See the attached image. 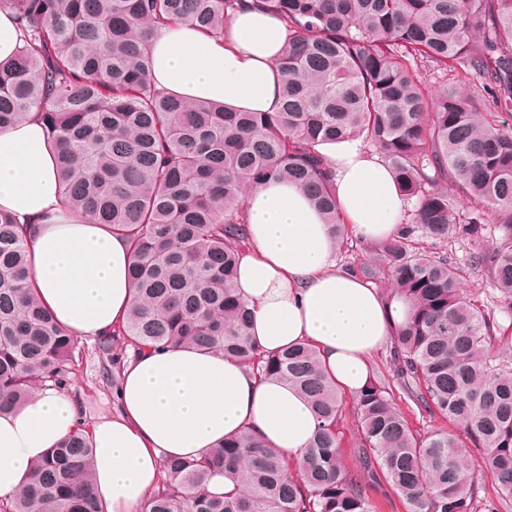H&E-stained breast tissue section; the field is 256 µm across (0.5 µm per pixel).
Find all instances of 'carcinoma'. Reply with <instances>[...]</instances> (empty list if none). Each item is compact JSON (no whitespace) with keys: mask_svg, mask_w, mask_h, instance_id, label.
Wrapping results in <instances>:
<instances>
[{"mask_svg":"<svg viewBox=\"0 0 512 512\" xmlns=\"http://www.w3.org/2000/svg\"><path fill=\"white\" fill-rule=\"evenodd\" d=\"M245 2L0 0L22 33L14 63L0 67V131L39 113L71 213L125 237L134 257L133 304L103 343L220 351L295 387L315 409L301 462L259 437H230L194 460L165 461L145 512H374L364 473L384 479L406 512H512L506 329L461 292L444 251L451 239H479L495 214L499 237L470 262L512 311V0H252L288 28L278 112L188 103L150 80L154 31L189 21L222 37ZM421 64L447 76L434 95ZM343 135L379 154L414 202L396 235L362 254L314 149ZM268 179L306 191L344 271L409 305L393 378L429 425L413 426L386 381L370 377L357 395L355 471L341 458L338 390L318 350L265 354L234 288L248 242L245 187ZM448 183L479 209L457 216ZM29 249L27 228L0 213V412L48 382L70 385L78 345L32 288ZM474 451L493 476L492 497H478ZM92 466L89 439L76 432L0 498V512H103ZM220 472L231 489L212 495L206 487Z\"/></svg>","mask_w":512,"mask_h":512,"instance_id":"carcinoma-1","label":"carcinoma"}]
</instances>
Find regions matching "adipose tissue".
Wrapping results in <instances>:
<instances>
[{"mask_svg": "<svg viewBox=\"0 0 512 512\" xmlns=\"http://www.w3.org/2000/svg\"><path fill=\"white\" fill-rule=\"evenodd\" d=\"M287 46L283 23L258 9L235 12L220 39L184 22L152 38L151 79L190 101L275 112L277 62ZM316 151L333 172L345 223L372 244L393 237L406 200L382 159L351 136L319 143ZM246 208L248 247L235 286L252 312L250 336L269 354L316 346L330 379L359 392L371 355L407 318L403 301L337 268L336 244L296 185H258ZM0 211L33 226L32 284L60 324L79 337L101 336L126 318L133 299L129 245L107 226L66 212L37 116L0 131ZM119 376L116 412L87 427L80 402L53 388L0 415V497L14 495L33 464L80 427L93 448L94 492L105 512H143L166 458H196L225 437L251 431L299 460L317 427L298 390L220 353L148 350L123 362Z\"/></svg>", "mask_w": 512, "mask_h": 512, "instance_id": "adipose-tissue-1", "label": "adipose tissue"}]
</instances>
